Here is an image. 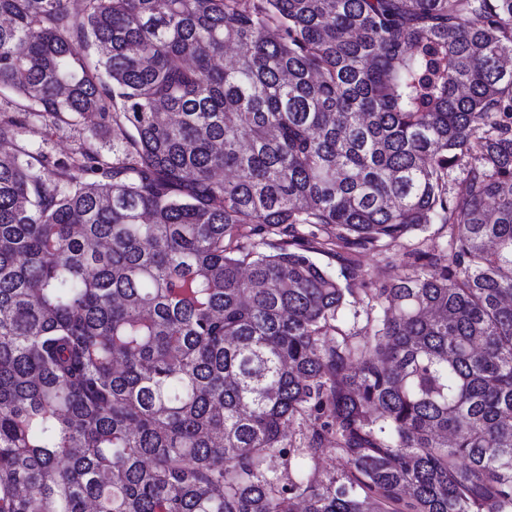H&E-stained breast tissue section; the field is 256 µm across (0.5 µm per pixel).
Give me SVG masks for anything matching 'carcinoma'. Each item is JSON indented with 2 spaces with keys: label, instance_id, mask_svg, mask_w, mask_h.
Returning <instances> with one entry per match:
<instances>
[{
  "label": "carcinoma",
  "instance_id": "carcinoma-1",
  "mask_svg": "<svg viewBox=\"0 0 512 512\" xmlns=\"http://www.w3.org/2000/svg\"><path fill=\"white\" fill-rule=\"evenodd\" d=\"M0 17V512H512V0ZM87 130V127L81 126L71 131L59 132L54 134H46L45 129L41 130L48 140V147L59 157L66 156L69 154L79 143L83 135V130ZM40 131V132H41ZM439 224H431L424 231H416L405 238L400 244L392 246L386 253L370 251L363 253L358 257L360 264L366 272V284H351L353 295H347V301L352 303L358 298L363 297L362 288H373L382 282H389L403 274H413L415 269L410 264L408 253L417 246L422 248L430 247L435 242H442L446 231L439 230Z\"/></svg>",
  "mask_w": 512,
  "mask_h": 512
}]
</instances>
